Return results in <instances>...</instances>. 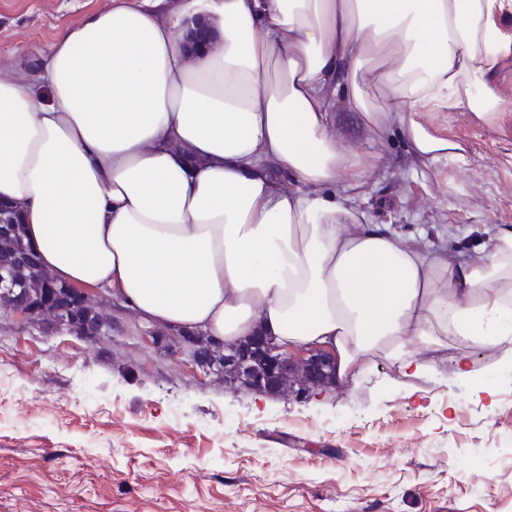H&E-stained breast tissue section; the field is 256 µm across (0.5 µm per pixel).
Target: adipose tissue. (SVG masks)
<instances>
[{
    "mask_svg": "<svg viewBox=\"0 0 512 512\" xmlns=\"http://www.w3.org/2000/svg\"><path fill=\"white\" fill-rule=\"evenodd\" d=\"M0 77V201L56 280L144 322L316 348L348 380L383 357L512 343V229L456 260L340 197L344 96L413 155L454 158L423 115L512 112V0H113ZM383 88L369 102L366 84Z\"/></svg>",
    "mask_w": 512,
    "mask_h": 512,
    "instance_id": "obj_1",
    "label": "adipose tissue"
}]
</instances>
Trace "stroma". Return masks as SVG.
I'll return each mask as SVG.
<instances>
[{
	"label": "stroma",
	"mask_w": 512,
	"mask_h": 512,
	"mask_svg": "<svg viewBox=\"0 0 512 512\" xmlns=\"http://www.w3.org/2000/svg\"><path fill=\"white\" fill-rule=\"evenodd\" d=\"M112 2L0 0V75L36 74L59 29ZM336 120L359 156L345 203L371 223L464 257L512 228V112L428 122L462 148L429 165L344 102ZM112 317L90 342L0 308V512H512V346L468 350L467 376L452 343L420 375L382 359L302 396L225 382L179 334Z\"/></svg>",
	"instance_id": "1"
}]
</instances>
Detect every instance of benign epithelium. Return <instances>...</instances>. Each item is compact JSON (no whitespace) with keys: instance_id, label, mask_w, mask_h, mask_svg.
Segmentation results:
<instances>
[{"instance_id":"benign-epithelium-1","label":"benign epithelium","mask_w":512,"mask_h":512,"mask_svg":"<svg viewBox=\"0 0 512 512\" xmlns=\"http://www.w3.org/2000/svg\"><path fill=\"white\" fill-rule=\"evenodd\" d=\"M9 222L21 223L20 213L15 207L0 203V234L10 231L7 226ZM34 260L36 256L32 249L22 242L11 259L0 261V293L9 298L7 307L13 311L26 318L39 311L49 316V321L60 328L64 326L69 311L96 301L94 295L82 288H71L64 293L57 291L58 284L45 272L43 278L51 292L43 297L38 307H32L25 293L20 290V281L15 270ZM107 304L106 300L98 302L103 308ZM114 330L116 327L112 326V314L103 311L99 325H86L79 329V334L93 341L112 336ZM334 366V359L324 353L312 352L305 357L296 358L281 352L267 337L253 336L231 350V353L224 355V380L237 382L243 379L242 372L245 371L250 374V378L246 380L247 386L271 392L284 391L297 384L306 389L327 387L332 385Z\"/></svg>"}]
</instances>
